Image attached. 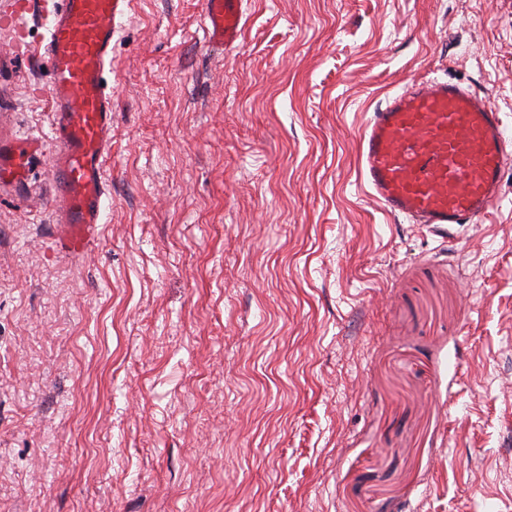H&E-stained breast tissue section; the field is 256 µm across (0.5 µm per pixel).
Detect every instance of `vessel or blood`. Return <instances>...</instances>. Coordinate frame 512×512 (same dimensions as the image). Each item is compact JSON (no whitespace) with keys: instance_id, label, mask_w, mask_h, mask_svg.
<instances>
[{"instance_id":"1","label":"vessel or blood","mask_w":512,"mask_h":512,"mask_svg":"<svg viewBox=\"0 0 512 512\" xmlns=\"http://www.w3.org/2000/svg\"><path fill=\"white\" fill-rule=\"evenodd\" d=\"M244 0H203V27L215 47L239 40ZM132 0H18L50 20L45 54L54 120L55 211L62 250L81 253L98 240L104 167L112 133L106 74L112 43ZM37 143H0V181H17ZM512 136L487 92L448 80L415 82L366 120L359 143L363 183L391 216L442 234L490 213L502 196Z\"/></svg>"}]
</instances>
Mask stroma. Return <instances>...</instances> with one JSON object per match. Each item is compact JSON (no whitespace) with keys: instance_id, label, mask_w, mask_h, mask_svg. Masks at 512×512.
<instances>
[{"instance_id":"obj_1","label":"stroma","mask_w":512,"mask_h":512,"mask_svg":"<svg viewBox=\"0 0 512 512\" xmlns=\"http://www.w3.org/2000/svg\"><path fill=\"white\" fill-rule=\"evenodd\" d=\"M0 0V512H512V162L453 239L357 146L408 82L512 131V0H134L95 246L64 253L47 20ZM244 0H204L203 27L208 43L226 48L239 40L243 26ZM38 143L31 142L24 146L0 143V181L16 182L23 177L24 157L38 155ZM15 157V158H14Z\"/></svg>"}]
</instances>
